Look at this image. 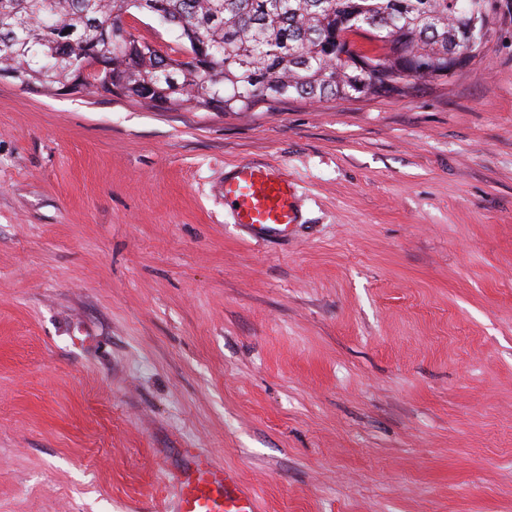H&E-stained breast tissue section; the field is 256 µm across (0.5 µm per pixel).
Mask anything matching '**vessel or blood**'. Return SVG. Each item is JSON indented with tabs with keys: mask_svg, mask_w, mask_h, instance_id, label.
Returning <instances> with one entry per match:
<instances>
[{
	"mask_svg": "<svg viewBox=\"0 0 512 512\" xmlns=\"http://www.w3.org/2000/svg\"><path fill=\"white\" fill-rule=\"evenodd\" d=\"M292 184L251 162L238 164L224 181V204L232 208L237 223L257 232L283 231L297 221L292 205ZM170 512H256L254 495L235 470L224 467L198 449L183 452V463L168 475Z\"/></svg>",
	"mask_w": 512,
	"mask_h": 512,
	"instance_id": "b4317fda",
	"label": "vessel or blood"
}]
</instances>
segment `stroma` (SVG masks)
Wrapping results in <instances>:
<instances>
[{"label": "stroma", "instance_id": "stroma-1", "mask_svg": "<svg viewBox=\"0 0 512 512\" xmlns=\"http://www.w3.org/2000/svg\"><path fill=\"white\" fill-rule=\"evenodd\" d=\"M253 162L298 221L224 205ZM512 512V0L406 96L162 112L0 79V512ZM292 188L286 175H275L265 166L242 162L224 180V205L235 215L237 223L247 224L259 233L284 231L298 217L291 201ZM171 512H256L255 496L235 470L211 455L188 448L183 463L168 474Z\"/></svg>", "mask_w": 512, "mask_h": 512}]
</instances>
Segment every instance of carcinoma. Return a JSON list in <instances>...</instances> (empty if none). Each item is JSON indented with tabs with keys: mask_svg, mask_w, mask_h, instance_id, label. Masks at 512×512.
<instances>
[{
	"mask_svg": "<svg viewBox=\"0 0 512 512\" xmlns=\"http://www.w3.org/2000/svg\"><path fill=\"white\" fill-rule=\"evenodd\" d=\"M494 0H0V68L25 89L56 94L77 64L88 93L161 111L246 112L292 97L313 102L404 95L436 81L472 18ZM160 18L178 48L153 51L126 18ZM362 27L389 46L380 69L340 59L338 38Z\"/></svg>",
	"mask_w": 512,
	"mask_h": 512,
	"instance_id": "1",
	"label": "carcinoma"
}]
</instances>
